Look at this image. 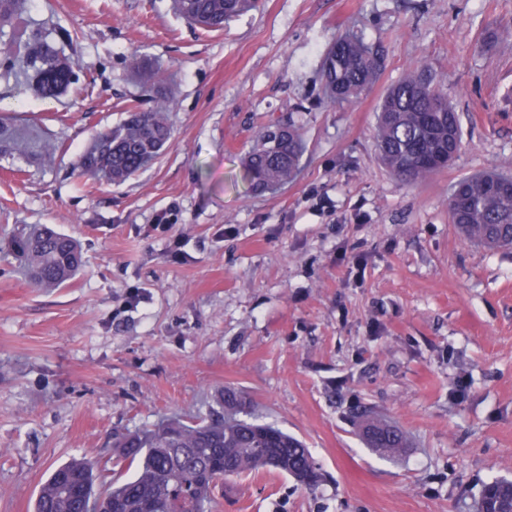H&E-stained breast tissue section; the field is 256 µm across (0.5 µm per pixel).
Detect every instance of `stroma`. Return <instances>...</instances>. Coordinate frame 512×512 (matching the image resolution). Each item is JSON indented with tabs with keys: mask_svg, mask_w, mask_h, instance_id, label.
<instances>
[{
	"mask_svg": "<svg viewBox=\"0 0 512 512\" xmlns=\"http://www.w3.org/2000/svg\"><path fill=\"white\" fill-rule=\"evenodd\" d=\"M23 16L71 31L78 81L42 99L0 73V117L60 145L0 160V240L51 224L83 266L38 290L0 253V512H33L73 458L131 477L113 433L206 414L227 386L302 440L322 481L255 471L212 512H475L484 484L512 481V247L469 243L448 216L454 182L512 173V0H260L212 33L170 0H26ZM349 30L385 67L334 105L320 63ZM136 59L169 79L174 136L124 184H92L78 154L152 98ZM412 64L442 80L462 130L421 184L375 144L381 98ZM276 120L301 128L303 167L256 194L242 161ZM170 208L176 224L153 229ZM364 410L406 432L403 456L367 448Z\"/></svg>",
	"mask_w": 512,
	"mask_h": 512,
	"instance_id": "obj_1",
	"label": "stroma"
}]
</instances>
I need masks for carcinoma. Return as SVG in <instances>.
I'll return each instance as SVG.
<instances>
[{
  "label": "carcinoma",
  "instance_id": "1",
  "mask_svg": "<svg viewBox=\"0 0 512 512\" xmlns=\"http://www.w3.org/2000/svg\"><path fill=\"white\" fill-rule=\"evenodd\" d=\"M258 0H171L173 12L204 31L224 30L231 18L257 7ZM9 47L0 51V69L21 66L29 86L41 97H56L78 80L59 43L72 40L68 31L52 37L20 20L18 0H0V36ZM383 58L362 36L337 39L326 51L321 80L327 99L345 102L371 86L383 69ZM126 117L100 131L77 158L79 174L122 184L153 162L172 137L163 104L127 105ZM461 143V126L438 83L421 66L406 69L386 92L378 114L376 144L387 169L408 183L430 180L440 168L420 161L448 145ZM300 128L270 123L258 132L243 167V180L254 193L293 180L305 153ZM27 146L17 131L0 123V158H15ZM448 205L451 222L465 237L489 249L512 245V194L493 191L480 176L456 182ZM3 250L20 259L34 288H60L78 274L82 256L77 241L46 224L31 225L3 242ZM220 409L207 418L163 421L155 428L114 436L119 457L135 467L134 476L95 491L98 461L77 459L55 468L41 485L35 512H166L168 501L188 493L195 512H211L212 495L222 480L260 469H274L312 490L321 482L311 454L301 441L281 428L257 422L251 403L236 389L224 388ZM371 447L390 456L406 448L395 426L359 415ZM493 499L500 512H512V481L484 485L478 503Z\"/></svg>",
  "mask_w": 512,
  "mask_h": 512
}]
</instances>
